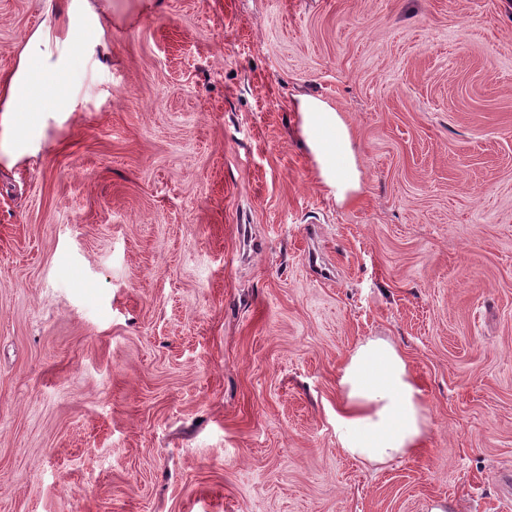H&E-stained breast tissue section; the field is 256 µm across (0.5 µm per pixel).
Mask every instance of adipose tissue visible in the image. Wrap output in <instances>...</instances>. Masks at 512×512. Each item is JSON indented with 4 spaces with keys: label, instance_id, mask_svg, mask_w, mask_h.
<instances>
[{
    "label": "adipose tissue",
    "instance_id": "ef3b65f1",
    "mask_svg": "<svg viewBox=\"0 0 512 512\" xmlns=\"http://www.w3.org/2000/svg\"><path fill=\"white\" fill-rule=\"evenodd\" d=\"M103 36L100 17L88 0H67L55 24L26 39L15 70L0 80V153L12 157L35 150L39 113L77 110L70 75L81 60L96 54ZM296 110L324 189L337 203L351 201L362 181L344 118L328 102L309 95L298 97ZM337 386L336 435L347 456L385 464L424 448L422 391L390 342L360 343L341 366Z\"/></svg>",
    "mask_w": 512,
    "mask_h": 512
}]
</instances>
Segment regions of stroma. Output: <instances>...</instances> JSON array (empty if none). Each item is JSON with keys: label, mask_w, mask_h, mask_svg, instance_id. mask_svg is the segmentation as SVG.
<instances>
[{"label": "stroma", "mask_w": 512, "mask_h": 512, "mask_svg": "<svg viewBox=\"0 0 512 512\" xmlns=\"http://www.w3.org/2000/svg\"><path fill=\"white\" fill-rule=\"evenodd\" d=\"M98 2L78 110L0 158V512H512V0ZM45 19L0 0V78ZM371 338L429 417L385 465L334 424ZM301 135L318 164L322 186L336 202L351 201L362 189L361 172L342 115L321 98L297 97Z\"/></svg>", "instance_id": "obj_1"}]
</instances>
